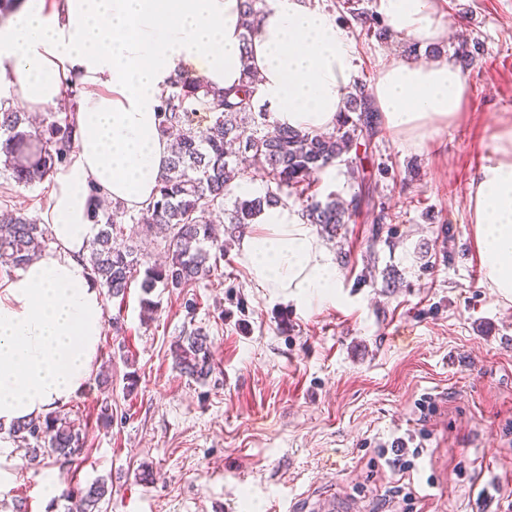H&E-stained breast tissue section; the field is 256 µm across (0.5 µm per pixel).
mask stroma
<instances>
[{"instance_id": "35a3bbf8", "label": "stroma", "mask_w": 512, "mask_h": 512, "mask_svg": "<svg viewBox=\"0 0 512 512\" xmlns=\"http://www.w3.org/2000/svg\"><path fill=\"white\" fill-rule=\"evenodd\" d=\"M313 2L352 39L360 84L390 59L453 63L466 46L458 120L424 144L379 133L363 154L369 203L320 236L341 274L335 304L302 313L256 288L235 241L211 280L155 289L154 311L136 281L105 299L96 368L64 406L85 427L82 460L33 466L4 439L0 512H68L45 482L98 479L107 512H318L333 494L359 512H512V300L486 287L467 211L490 129L512 121V0H437L449 34L433 55L367 32L345 0ZM53 184L0 175V208L43 220ZM195 328L215 363L200 382L170 353ZM399 437L423 448L404 475L380 454Z\"/></svg>"}]
</instances>
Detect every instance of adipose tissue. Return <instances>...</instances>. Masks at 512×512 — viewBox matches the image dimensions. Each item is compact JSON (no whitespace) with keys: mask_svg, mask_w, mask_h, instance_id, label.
<instances>
[{"mask_svg":"<svg viewBox=\"0 0 512 512\" xmlns=\"http://www.w3.org/2000/svg\"><path fill=\"white\" fill-rule=\"evenodd\" d=\"M391 29L428 44L445 34L434 0H380ZM238 0H24L0 23V92L29 112L74 108L81 133L46 210L55 241L0 280V426L69 402L90 378L104 331L103 293L85 260L100 231V199L138 210L153 198L169 156L156 115L171 79L215 88L258 75L256 98L274 124L332 128L355 73L353 46L329 14L300 0H266L241 41ZM384 129L425 141L448 128L469 96L447 60H390L370 87ZM472 233L488 288L512 298V125L496 129L469 192ZM239 261L256 287L275 288L303 312L336 300L332 252L291 206L265 210L244 233Z\"/></svg>","mask_w":512,"mask_h":512,"instance_id":"ef3b65f1","label":"adipose tissue"}]
</instances>
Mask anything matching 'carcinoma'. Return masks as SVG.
Returning <instances> with one entry per match:
<instances>
[{
  "mask_svg": "<svg viewBox=\"0 0 512 512\" xmlns=\"http://www.w3.org/2000/svg\"><path fill=\"white\" fill-rule=\"evenodd\" d=\"M242 40L251 41L264 12L265 0H239ZM244 79L234 89L218 90L197 77L175 79L157 112L161 133L175 135L171 156L160 174L153 202L129 216L134 224L156 230L166 241L167 257L147 264L137 246L120 244L124 225L116 223L112 212L94 215L101 225L90 243L87 262L100 285L113 299H123L138 272H143L140 288L146 295L156 288L171 291L195 288L210 279L217 264L209 263L210 248L224 256V242L213 234L216 223L230 225L233 236L253 223L266 209L287 205L291 190L310 184L337 159L358 148L370 146L378 133V112L368 90L354 85L336 124L322 133H308L289 126L270 124L266 104L254 98L256 75L244 67ZM209 112L212 118L200 130L194 117ZM26 113L7 106L0 99V153L7 178L19 187H31L53 175L66 163L73 148V125L52 120L30 132ZM261 169L275 188L262 195L242 198L234 195L247 170ZM359 199L345 204L334 198L322 203L305 200L301 217L326 231L349 223L351 210ZM45 229L36 220L14 210L0 211V266L23 267L34 255ZM174 368L181 375L201 381L212 372V352L208 335L194 329L178 337L171 346ZM25 443L35 442L30 461L47 459L74 462L75 452L84 448L85 436L67 414L50 411L10 431ZM79 496L86 512H100L99 504L111 490L97 481L88 488L68 490L64 497Z\"/></svg>",
  "mask_w": 512,
  "mask_h": 512,
  "instance_id": "obj_1",
  "label": "carcinoma"
}]
</instances>
